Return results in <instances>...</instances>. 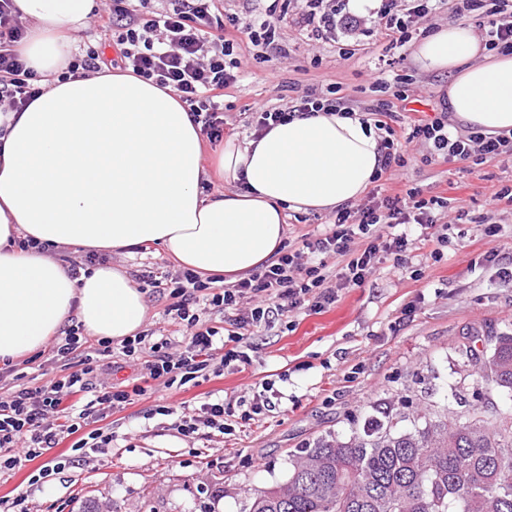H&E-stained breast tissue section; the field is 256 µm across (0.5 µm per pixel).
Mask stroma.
<instances>
[{
  "instance_id": "stroma-1",
  "label": "stroma",
  "mask_w": 512,
  "mask_h": 512,
  "mask_svg": "<svg viewBox=\"0 0 512 512\" xmlns=\"http://www.w3.org/2000/svg\"><path fill=\"white\" fill-rule=\"evenodd\" d=\"M281 38L290 49L285 60L240 36L242 77L224 92L226 135H252L248 108H285L307 92L324 96L335 87L366 106L405 88V108L425 111L439 106L448 88V73L419 70L407 47L376 32L315 45L285 23ZM382 80L388 91H380ZM403 153L406 165L393 189L453 198L456 222L448 242L413 249L404 270L384 262L362 287L339 291L321 312L296 311L255 332L248 338L250 365L172 394L190 404L213 393L249 401L268 381L275 390L269 412L230 434L189 440L174 429L173 418L150 416L157 394L138 396L105 419L113 436L107 453L86 457L32 490L27 477L36 465L26 463L0 478V499L28 491L30 512H249L259 491L287 480L289 452L328 435L349 437L381 405L404 406L416 419L428 402L446 404L464 368L465 334L512 331V284L481 262L490 252L512 257V205L491 201L501 186L512 185V161L439 165L425 162L422 148ZM488 224L500 225V234L487 236ZM106 259L132 276L179 270L158 244ZM410 304L415 310L408 315Z\"/></svg>"
}]
</instances>
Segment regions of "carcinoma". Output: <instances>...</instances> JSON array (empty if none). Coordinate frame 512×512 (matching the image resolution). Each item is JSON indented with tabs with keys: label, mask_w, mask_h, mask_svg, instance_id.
Segmentation results:
<instances>
[{
	"label": "carcinoma",
	"mask_w": 512,
	"mask_h": 512,
	"mask_svg": "<svg viewBox=\"0 0 512 512\" xmlns=\"http://www.w3.org/2000/svg\"><path fill=\"white\" fill-rule=\"evenodd\" d=\"M465 416L406 415L385 407L347 440L322 437L291 455L288 480L257 493L250 512H512V333L490 331Z\"/></svg>",
	"instance_id": "carcinoma-1"
}]
</instances>
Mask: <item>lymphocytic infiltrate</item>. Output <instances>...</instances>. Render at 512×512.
<instances>
[{
    "instance_id": "1",
    "label": "lymphocytic infiltrate",
    "mask_w": 512,
    "mask_h": 512,
    "mask_svg": "<svg viewBox=\"0 0 512 512\" xmlns=\"http://www.w3.org/2000/svg\"><path fill=\"white\" fill-rule=\"evenodd\" d=\"M434 11L433 0H382L378 24L392 42L402 44L429 24ZM281 21L273 4L258 18L245 20L227 13L224 0H167L162 9L145 13L129 0H112L111 12L97 14L94 27L115 45L116 66L175 92L202 132L219 141L224 136V91L239 80L238 35L248 34L254 45L284 58L288 51L281 42ZM294 23L305 31L308 41L319 44L335 40L339 31L361 29L365 19L335 0H305ZM23 35L13 0H0V102L17 111L41 93L34 70L14 50ZM339 106V99L308 93L292 99L285 109L255 108L250 125L259 136L275 125ZM370 114L381 133L379 173L383 176L404 166L402 149L414 143L433 147L445 162L472 157L512 159V133L471 130L452 136L447 115L417 110L404 116L389 102L380 103ZM452 209V198H426L415 187L384 196L372 190L366 202L337 207L327 230L284 243L276 260L235 283L220 285L215 277L204 278L189 269L166 282L154 272H142L141 289L167 294L166 312L183 329L180 349H173L168 337L146 334L124 339L117 347L101 339L87 348L80 325L72 324L57 337L53 351L57 361L65 363L78 350H85L81 370L34 386L25 383L13 366H6L0 372V382L10 383L0 392V476L41 457L44 465L29 478L44 485L81 458L110 447L112 436L101 428V421L109 412L123 409L132 397L145 395L147 389L139 384H105L96 361H103L109 370L117 358L131 367L145 362L150 378L167 390L207 381L231 365H250L243 347L246 333L270 326L279 315L324 309L335 303L339 290L362 287L381 261L392 260L397 269L406 267L414 240L399 232V225L419 226L418 240L444 243L453 226L445 215ZM209 307L223 312V325L204 317ZM270 406L269 397L259 391L238 412L221 398L194 408L163 401L155 404L153 412L176 416V429L191 438L208 429L225 433L229 417L251 421ZM63 442L67 450L47 458V451Z\"/></svg>"
}]
</instances>
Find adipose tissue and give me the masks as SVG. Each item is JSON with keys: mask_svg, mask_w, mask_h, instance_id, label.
<instances>
[{"mask_svg": "<svg viewBox=\"0 0 512 512\" xmlns=\"http://www.w3.org/2000/svg\"><path fill=\"white\" fill-rule=\"evenodd\" d=\"M28 25L16 46L42 75L23 111H0V361L42 349L77 314L88 335L122 341L140 331L146 295L123 268L71 278L45 245L120 253L163 245L182 267L228 281L277 255L287 212H329L358 200L378 172L371 123L324 111L228 139L217 154L230 191L204 195L203 140L179 98L128 73L63 81L67 33L97 0H14ZM426 72H448L454 123L512 130V53L448 24L410 47ZM34 240L23 250L19 240Z\"/></svg>", "mask_w": 512, "mask_h": 512, "instance_id": "adipose-tissue-1", "label": "adipose tissue"}]
</instances>
